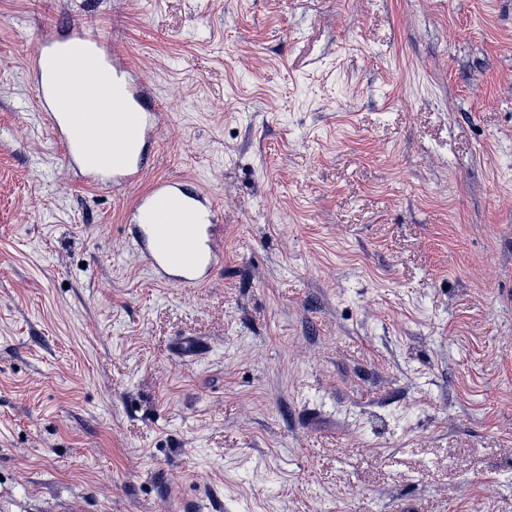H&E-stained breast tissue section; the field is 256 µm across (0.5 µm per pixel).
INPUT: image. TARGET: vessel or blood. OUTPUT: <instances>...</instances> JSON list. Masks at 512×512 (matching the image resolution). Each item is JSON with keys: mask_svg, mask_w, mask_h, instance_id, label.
<instances>
[{"mask_svg": "<svg viewBox=\"0 0 512 512\" xmlns=\"http://www.w3.org/2000/svg\"><path fill=\"white\" fill-rule=\"evenodd\" d=\"M112 72V138L86 147L82 127L61 110L62 99L91 92L99 68ZM39 103L70 161L89 182L107 179L131 186L144 174V152L161 115L146 104L144 77L125 56L85 25H72L63 38H47L28 66ZM212 208L204 191L175 179L155 180L130 212V246L161 280L182 286L204 283L220 261L211 238Z\"/></svg>", "mask_w": 512, "mask_h": 512, "instance_id": "vessel-or-blood-1", "label": "vessel or blood"}]
</instances>
